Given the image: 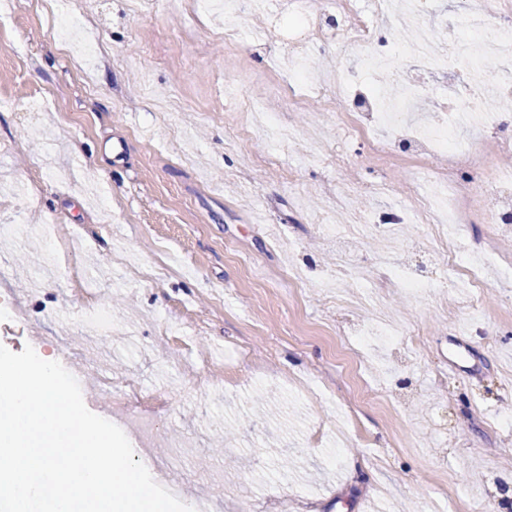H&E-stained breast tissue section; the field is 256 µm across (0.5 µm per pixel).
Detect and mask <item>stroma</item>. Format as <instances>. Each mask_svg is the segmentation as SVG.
Returning <instances> with one entry per match:
<instances>
[{
    "label": "stroma",
    "mask_w": 512,
    "mask_h": 512,
    "mask_svg": "<svg viewBox=\"0 0 512 512\" xmlns=\"http://www.w3.org/2000/svg\"><path fill=\"white\" fill-rule=\"evenodd\" d=\"M146 2L135 14L129 0H75L102 48L92 69L49 39L55 0H11L0 14V266L9 271L0 312L23 303L22 335L36 352L67 354L87 408L131 443L140 438L101 378L168 393L156 426L178 429L182 447L151 449V475L182 480V498L209 512H238L245 496L251 512H449L452 497L472 512L488 492H512V428H489L512 417V282L486 270L485 290L460 308L447 265L421 253L427 228L406 225L407 250L390 267L441 286L423 299L389 289L385 313L423 340L402 370L383 343L362 350L343 326L370 325L379 310L346 304L375 289L376 274L338 272L336 246L313 218L329 210L361 258L382 254L386 240L352 224L350 211H371L379 224L398 213L407 148L375 157L274 92L296 80L287 57L269 54L286 20L254 11L228 46L224 31L237 24L203 12L184 43L177 34L192 0ZM470 5L436 0L435 14L420 17L388 0L383 17L431 33L437 54L442 17L458 18L462 41L477 49L481 36L459 18ZM220 81L295 126L279 169L256 161L267 144L242 142L249 108L225 104ZM315 132L320 163L289 175ZM381 180L389 195L358 194L343 209L322 191ZM58 226L72 231L60 253ZM71 263L111 307L117 334L101 335L75 302L63 280ZM291 267L306 279L290 280ZM342 345L349 365L339 372ZM202 350L228 370L205 387L195 371ZM367 384L380 400L359 402ZM289 453L296 470L273 472ZM223 469L219 494L211 477Z\"/></svg>",
    "instance_id": "1"
}]
</instances>
